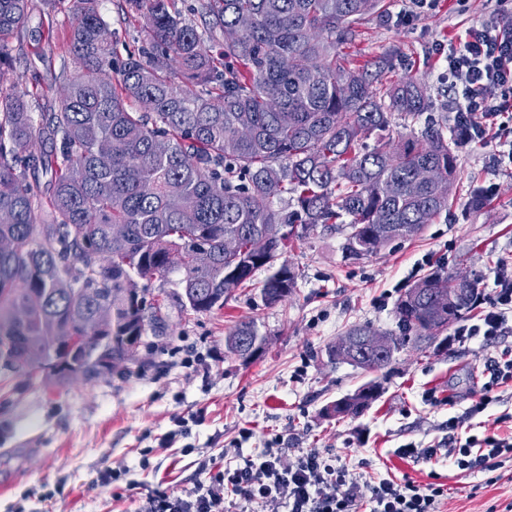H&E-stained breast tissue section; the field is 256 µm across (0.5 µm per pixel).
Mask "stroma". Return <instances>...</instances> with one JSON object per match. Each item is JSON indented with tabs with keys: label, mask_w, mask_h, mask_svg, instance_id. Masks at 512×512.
<instances>
[{
	"label": "stroma",
	"mask_w": 512,
	"mask_h": 512,
	"mask_svg": "<svg viewBox=\"0 0 512 512\" xmlns=\"http://www.w3.org/2000/svg\"><path fill=\"white\" fill-rule=\"evenodd\" d=\"M72 10L73 0H32L25 28L9 38L0 95L29 91L34 115L56 110L62 73L78 68L66 45ZM100 11L119 51L142 44L124 0H101ZM498 14L497 0H438L406 23L371 14L357 24L352 49L364 60L387 57L392 76L413 75L427 89V117H449L448 43L467 28L494 25ZM505 144H512V112L500 114L487 140L459 149L453 207L416 237L351 260L344 231L311 233L281 258L298 279L279 303L262 294L267 267L207 313L184 310L177 285L142 279L147 297L164 294L165 323L147 327L132 358L111 374L62 383L43 370L0 368V512H138L155 489L187 496L209 471L271 453L288 463L314 449L356 478L362 512L383 479L443 485L442 512H504L512 460L492 472L461 470L446 444L452 417L462 420V438L486 429L512 436V383L484 388L486 364L512 357V334L456 341L448 329V344L407 345L376 373L330 361L327 349L355 327L396 329L397 300L437 267L474 279L484 296L494 272L512 268V165L497 157ZM492 184L497 194L473 208V194ZM242 321L266 339L249 361L224 344ZM190 353L202 365L184 367ZM372 379L382 393L364 413L326 416L330 402ZM486 392V409L468 417ZM168 436L171 447H161ZM108 469L117 478L105 486Z\"/></svg>",
	"instance_id": "35a3bbf8"
}]
</instances>
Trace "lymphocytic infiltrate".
<instances>
[{"label": "lymphocytic infiltrate", "instance_id": "1", "mask_svg": "<svg viewBox=\"0 0 512 512\" xmlns=\"http://www.w3.org/2000/svg\"><path fill=\"white\" fill-rule=\"evenodd\" d=\"M507 22L492 28L472 27L448 45V85L455 92V109L470 114L474 125L470 137L482 138L487 124L500 113L512 112V0H499ZM512 311V273L499 269L488 307L478 323L461 326V337L480 336L492 341L512 330L507 314ZM486 450L489 458L512 456V438L497 434L448 439V458L458 468L470 469L476 462L474 449ZM356 481L345 469L312 451L294 462L281 464L268 455L261 462L244 461L210 476L188 496L166 490L142 500L139 512H225L226 492L255 504L259 512H358ZM442 486L424 487L407 481L381 480L372 490L371 512H440Z\"/></svg>", "mask_w": 512, "mask_h": 512}]
</instances>
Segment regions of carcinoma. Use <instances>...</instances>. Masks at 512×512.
I'll list each match as a JSON object with an SVG mask.
<instances>
[{"label": "carcinoma", "instance_id": "1", "mask_svg": "<svg viewBox=\"0 0 512 512\" xmlns=\"http://www.w3.org/2000/svg\"><path fill=\"white\" fill-rule=\"evenodd\" d=\"M76 2L67 49L79 70L63 82L58 111L38 123L17 92L0 113V214L8 216L0 237L13 242L0 254V357L40 370L67 359L56 335H99L93 311L103 296L112 298V335L142 337L162 307L147 301L137 277L167 283L178 273L182 306L211 312L320 226L347 230L345 253L360 259L448 211L472 119L458 112L451 126L384 139L395 116L414 120L425 110V88L407 74L383 81L385 57L347 52L356 22L389 14L391 0H197L201 32L175 0H126L150 41L124 58L98 38L108 28L98 0ZM30 6L0 0V66ZM244 15L252 27L213 51L211 42ZM244 117L248 138L238 134ZM158 138L168 153L154 151ZM423 166L441 182L415 185ZM284 194L294 207L276 206ZM114 224L125 225L124 238H112ZM277 224L290 227L288 237L269 238ZM227 236L240 240L235 255L224 254ZM200 247L213 256L205 269L193 262ZM99 256L109 264H97ZM296 279L281 266L264 298L283 300ZM477 298L475 281L430 273L397 301L398 332L353 330L381 338L359 367L380 370L409 342L434 341L438 320L461 319ZM244 339L265 342L242 322L225 345L240 356ZM381 392L370 380L325 413L358 415Z\"/></svg>", "mask_w": 512, "mask_h": 512}]
</instances>
